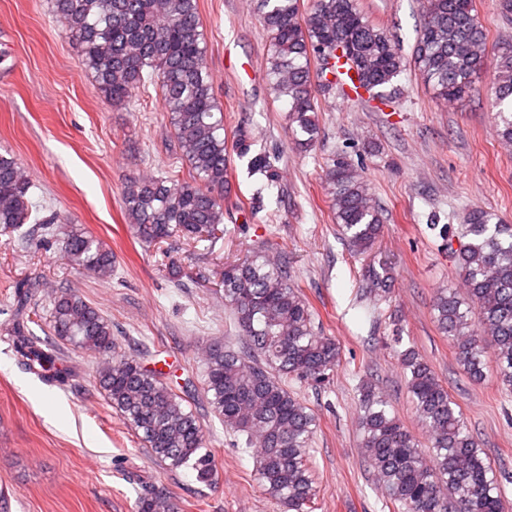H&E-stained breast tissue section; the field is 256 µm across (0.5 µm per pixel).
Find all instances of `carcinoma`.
<instances>
[{
    "mask_svg": "<svg viewBox=\"0 0 512 512\" xmlns=\"http://www.w3.org/2000/svg\"><path fill=\"white\" fill-rule=\"evenodd\" d=\"M270 37L269 75L274 91L288 100V131L307 151L319 138L320 97L369 98L387 104L397 98L395 80L405 57L387 33L361 11L358 0H257ZM424 22L413 49L414 64L436 95L454 103L472 90L473 79L490 69L495 80L498 135L512 143V43L491 58L475 0H424ZM61 31L82 52L102 97L113 105L132 91L154 85L190 175L145 177L123 193V211L134 238L159 244L178 235L187 241L214 239L224 224L230 151L248 158L251 173L272 182L280 155L260 151L239 130L233 149L224 137V113L206 63V41L198 0H52ZM316 70H311V66ZM334 219L351 251H371L385 223L383 209L369 193L363 168L338 154L324 170ZM30 179L13 155L0 154V236L32 237L29 220L45 227L57 215L32 216ZM471 209L465 243L456 254L465 295L440 289L434 319L452 342L458 365L473 380L486 377L494 362L498 380L512 391V224ZM70 263L86 273L112 276L113 254L92 234H67ZM224 304L245 346L221 345L206 358L203 391L224 427L256 452L263 491L290 512H309L316 496L309 466L316 420L311 409L283 383L292 378L318 385L340 361L333 336L314 329L313 312L288 272L266 250L244 261L224 263ZM49 342L14 327L15 348L31 370L67 375L55 368L57 343L89 355L115 347L112 322L69 288L52 299ZM405 383L427 445L388 410L366 381L359 384V429L365 461L386 491L387 503L402 512H503V488L491 461L468 429L461 411L415 348L398 352ZM97 384L112 407L139 433L154 456L173 468H190L199 482L217 475L203 429L183 398L144 369L134 357L113 358L97 373ZM135 512H175L168 493L151 488Z\"/></svg>",
    "mask_w": 512,
    "mask_h": 512,
    "instance_id": "obj_1",
    "label": "carcinoma"
}]
</instances>
